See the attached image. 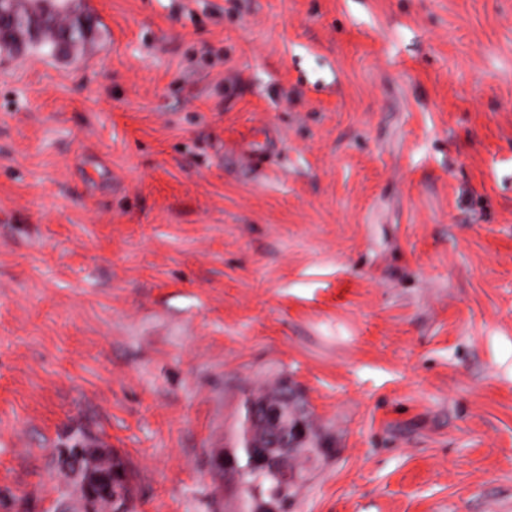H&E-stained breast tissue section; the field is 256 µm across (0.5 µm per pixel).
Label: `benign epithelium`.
<instances>
[{"instance_id": "7a95c632", "label": "benign epithelium", "mask_w": 512, "mask_h": 512, "mask_svg": "<svg viewBox=\"0 0 512 512\" xmlns=\"http://www.w3.org/2000/svg\"><path fill=\"white\" fill-rule=\"evenodd\" d=\"M245 448L252 464L277 476L279 483L268 494L281 497L285 484L297 481L278 470L279 456L306 446L309 429L301 413L278 395L248 405ZM79 487L82 512H126L129 507L127 479L112 465L109 452L86 444L59 449Z\"/></svg>"}]
</instances>
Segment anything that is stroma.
<instances>
[{
    "mask_svg": "<svg viewBox=\"0 0 512 512\" xmlns=\"http://www.w3.org/2000/svg\"><path fill=\"white\" fill-rule=\"evenodd\" d=\"M86 2L0 53V512H73L79 438L261 512L283 383L331 451L282 512H512V0ZM19 1L0 0L3 19L4 15L27 19L25 27L8 25L3 31L0 27V50H35L53 57H68L71 49L85 40L89 27L84 15L74 9L72 0H38L30 9L22 8ZM82 26L86 27V31L74 35ZM45 48L47 51H44Z\"/></svg>",
    "mask_w": 512,
    "mask_h": 512,
    "instance_id": "1",
    "label": "stroma"
}]
</instances>
